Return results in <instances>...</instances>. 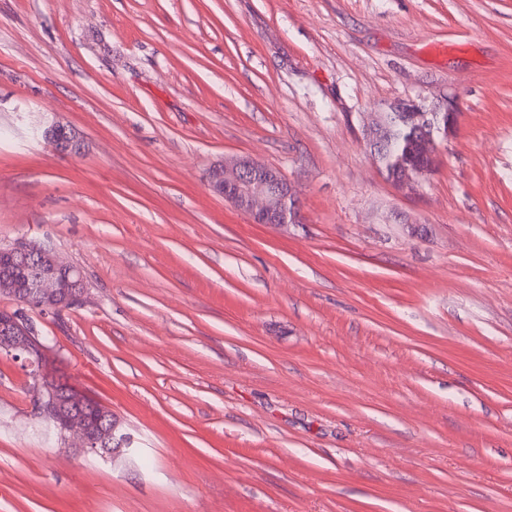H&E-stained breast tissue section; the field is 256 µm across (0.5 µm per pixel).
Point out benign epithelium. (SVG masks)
<instances>
[{
    "mask_svg": "<svg viewBox=\"0 0 512 512\" xmlns=\"http://www.w3.org/2000/svg\"><path fill=\"white\" fill-rule=\"evenodd\" d=\"M394 112L415 127L416 151L430 162V165L412 172L404 171L393 181L397 188L411 190L420 177L435 167L437 138L448 137V133L456 128L458 101L452 96L442 106L431 110L413 100L394 103L367 130L366 144L374 159L384 152L385 144L390 140ZM42 136L62 153L79 154L84 146L80 133L59 121L46 123ZM205 182L211 193L223 197L254 224L284 227L303 223L294 186L274 167L249 157H230L212 165L206 173ZM16 262L38 266V276L26 288L28 294L38 299L39 307L45 313L62 312L84 298L85 289L79 271L60 262L51 247L20 241L0 248V267L6 269ZM0 349L29 367L43 363L45 358V345L33 339L25 324L11 313L0 316ZM37 386L41 398L36 414L63 432L73 434L79 447L114 459L129 453L132 439L117 434V425H112L109 436L97 437L94 427L100 426V421L91 414L94 401L83 391L69 382L58 388L41 382Z\"/></svg>",
    "mask_w": 512,
    "mask_h": 512,
    "instance_id": "1",
    "label": "benign epithelium"
}]
</instances>
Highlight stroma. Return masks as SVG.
Returning a JSON list of instances; mask_svg holds the SVG:
<instances>
[{
    "instance_id": "stroma-1",
    "label": "stroma",
    "mask_w": 512,
    "mask_h": 512,
    "mask_svg": "<svg viewBox=\"0 0 512 512\" xmlns=\"http://www.w3.org/2000/svg\"><path fill=\"white\" fill-rule=\"evenodd\" d=\"M451 95L398 191L367 124ZM232 156L302 223L211 193ZM19 239L81 270L82 305L28 315L133 452L44 439L0 353V512H512V0H0ZM41 133L59 152L79 154L83 149L84 143L80 133L59 121L46 123ZM205 182L211 193L223 197L254 224L284 227L303 221L294 186L280 170L249 157L213 164Z\"/></svg>"
}]
</instances>
